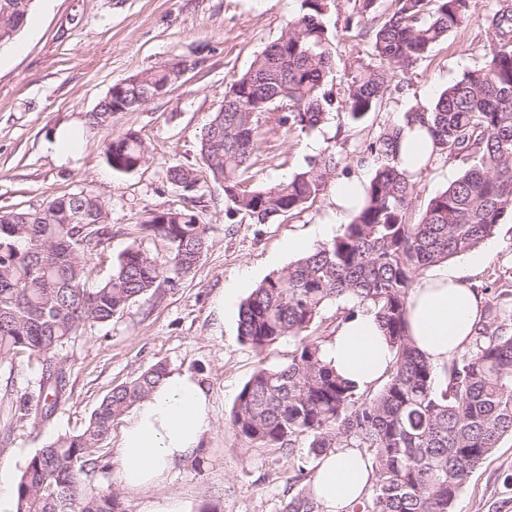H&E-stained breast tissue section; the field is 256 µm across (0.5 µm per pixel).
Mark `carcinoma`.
Segmentation results:
<instances>
[{
  "instance_id": "1",
  "label": "carcinoma",
  "mask_w": 512,
  "mask_h": 512,
  "mask_svg": "<svg viewBox=\"0 0 512 512\" xmlns=\"http://www.w3.org/2000/svg\"><path fill=\"white\" fill-rule=\"evenodd\" d=\"M335 0H301V11L280 36L230 83L201 141L203 167L224 186L226 218L254 224L303 210L328 187L340 164L329 143L307 168L271 187L242 188L259 146L254 114L283 110L290 130L323 129L338 109L361 121L382 103L391 65L427 57L464 24L473 0H393L374 29L378 64H360L339 100L326 91L334 56L324 18ZM34 0H0V42L12 43ZM492 42L482 66L448 85L428 106L415 107L380 126L366 151L374 164L361 208L333 239L266 278L239 309L240 341L261 355L288 338V363L259 365L241 387L231 422L252 447L293 455L307 441L319 457L335 448H364L375 482L352 512H452L472 470L512 437V310L481 319L465 352L446 368L444 382L407 331L406 303L423 271L463 255L494 236L512 214V15L491 17ZM120 95L104 98L88 116L106 126L118 112L136 109L176 83L177 64L133 76ZM418 123L432 139L427 164L460 161L462 174L413 213L416 173L399 165L401 124ZM106 162L130 173L147 161L134 132L111 140ZM169 183L197 191V170L174 165ZM109 208L90 190L53 198L39 210L0 212V361L28 354L40 369L36 404L18 419H48L66 394L59 351L88 324H105L134 298L154 292L166 272L187 274L208 247L206 225L191 211L154 213L144 228L167 240L164 263L138 247L128 249L110 278L89 284V256L109 238ZM344 303L341 323L358 308L375 311L394 361L385 381L358 390L321 359L323 336L311 335L330 302ZM167 375L156 362L103 398L87 427L38 450L21 471L17 512H126L121 495L87 480L104 463V441L115 419L149 396ZM293 494L282 512H317L305 468L291 478Z\"/></svg>"
}]
</instances>
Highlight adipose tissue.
Returning <instances> with one entry per match:
<instances>
[{"label": "adipose tissue", "instance_id": "ef3b65f1", "mask_svg": "<svg viewBox=\"0 0 512 512\" xmlns=\"http://www.w3.org/2000/svg\"><path fill=\"white\" fill-rule=\"evenodd\" d=\"M471 265L439 268L421 276L407 301V324L417 348L444 371L474 332L483 298L469 286ZM322 359L358 389L375 385L392 365L393 354L375 313L358 311L322 347ZM211 394L198 377L170 373L124 416L116 449L118 476L130 491H156L145 512H185L181 500L160 489L170 472L195 455L212 429ZM374 481L360 449L339 448L315 464L312 492L324 512H346L365 497Z\"/></svg>", "mask_w": 512, "mask_h": 512}]
</instances>
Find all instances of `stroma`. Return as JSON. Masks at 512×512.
Here are the masks:
<instances>
[{
  "label": "stroma",
  "mask_w": 512,
  "mask_h": 512,
  "mask_svg": "<svg viewBox=\"0 0 512 512\" xmlns=\"http://www.w3.org/2000/svg\"><path fill=\"white\" fill-rule=\"evenodd\" d=\"M488 0H475L468 21L452 31L427 58L394 67L379 110L354 122L330 114L322 131L287 129L276 112L257 116L260 143L244 175L247 187H269L304 169L327 143L341 163L336 181L371 177L365 147L382 123L418 105H429L447 85L481 66L491 42ZM300 9V0H36L12 47L0 49V212L36 210L50 199L90 190L110 211L112 234L89 262L91 280H108L118 258L138 247L166 260L171 246L143 224L151 213L193 211L207 228L208 249L188 274L164 278L156 292L131 300L112 321L83 329L59 354L67 391L53 415L41 423L18 420L15 412L36 400L39 375L25 355L0 362V466L19 475L39 448L60 436L81 432L112 388L156 362L187 371L207 386L213 401V430L199 451L178 465L165 487L189 512H281L288 480L307 457L306 446L283 456L248 446L230 421L243 384L258 363L287 362L294 344L282 341L259 358L238 339L241 303L267 276L285 272L293 258L283 252L288 237L308 234L316 224L340 231L331 191L308 208L266 224L243 219L228 223L224 188L201 172L200 146L232 79L244 72L276 39ZM336 33L332 92H342L348 74L373 63L375 22L358 19L354 0H335L327 18ZM188 68L168 92L138 109L92 128L87 115L115 82L169 61ZM78 129L77 153L58 158L50 147L56 133ZM136 133L147 153L138 170H112L106 143ZM199 169L200 184L187 195L166 179L168 167ZM476 259L471 284L482 290L485 309L500 293L512 304V216L499 232L471 251ZM235 289L225 300V289ZM453 512H512V438L471 473Z\"/></svg>",
  "instance_id": "35a3bbf8"
}]
</instances>
